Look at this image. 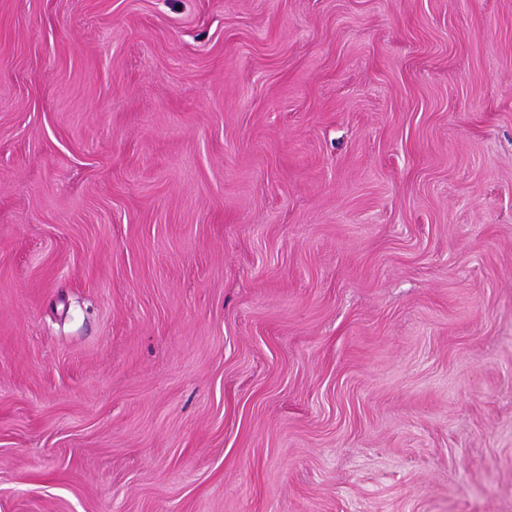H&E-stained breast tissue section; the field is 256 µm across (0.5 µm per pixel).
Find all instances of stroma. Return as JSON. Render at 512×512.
Instances as JSON below:
<instances>
[{
	"label": "stroma",
	"mask_w": 512,
	"mask_h": 512,
	"mask_svg": "<svg viewBox=\"0 0 512 512\" xmlns=\"http://www.w3.org/2000/svg\"><path fill=\"white\" fill-rule=\"evenodd\" d=\"M0 512H512V0H0Z\"/></svg>",
	"instance_id": "35a3bbf8"
}]
</instances>
